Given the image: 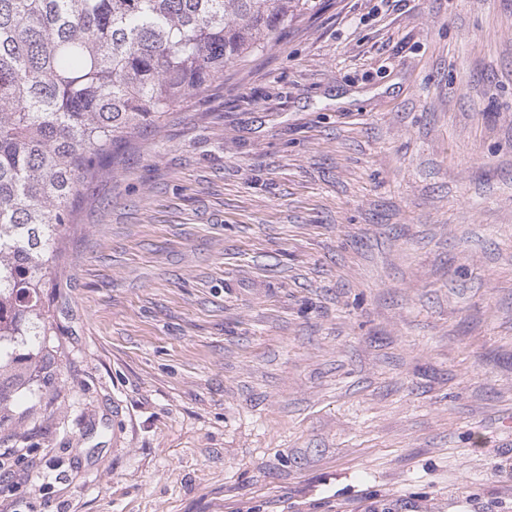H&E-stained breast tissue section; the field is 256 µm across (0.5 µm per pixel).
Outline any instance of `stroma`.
<instances>
[{"label": "stroma", "instance_id": "1", "mask_svg": "<svg viewBox=\"0 0 512 512\" xmlns=\"http://www.w3.org/2000/svg\"><path fill=\"white\" fill-rule=\"evenodd\" d=\"M0 512H512V0H317L87 182Z\"/></svg>", "mask_w": 512, "mask_h": 512}]
</instances>
